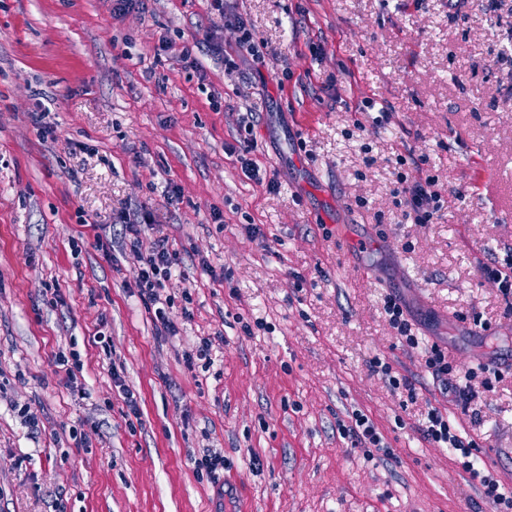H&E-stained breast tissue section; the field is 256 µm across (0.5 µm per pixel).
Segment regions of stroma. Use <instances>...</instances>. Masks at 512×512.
Returning <instances> with one entry per match:
<instances>
[{
    "label": "stroma",
    "instance_id": "stroma-1",
    "mask_svg": "<svg viewBox=\"0 0 512 512\" xmlns=\"http://www.w3.org/2000/svg\"><path fill=\"white\" fill-rule=\"evenodd\" d=\"M231 3L260 68L225 70L239 33L209 0H0V512H494L418 425L447 409L512 488V374L463 412L382 300L461 372L512 364V308L480 272L512 248V0ZM249 111L278 192L227 151ZM400 171L436 176L435 223L404 217ZM146 213L179 253L159 291L174 336L119 222ZM203 337L211 364L188 365ZM355 409L391 459L340 435ZM209 448L215 480L194 464ZM384 312L389 317L392 328L403 337L404 344L410 349L419 347V338L412 332V324L408 319V312L401 298L396 294H389L384 298ZM370 367L373 371L382 372L387 377L393 390L407 391L410 399L416 397V387L412 380L398 371H393L390 363L383 361L380 357H374L370 361Z\"/></svg>",
    "mask_w": 512,
    "mask_h": 512
}]
</instances>
